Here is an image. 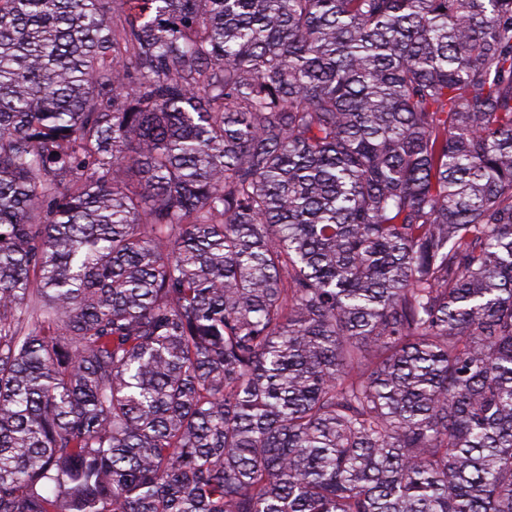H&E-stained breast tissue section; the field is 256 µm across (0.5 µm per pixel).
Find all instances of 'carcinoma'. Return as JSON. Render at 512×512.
<instances>
[{
	"label": "carcinoma",
	"instance_id": "cac0c4a2",
	"mask_svg": "<svg viewBox=\"0 0 512 512\" xmlns=\"http://www.w3.org/2000/svg\"><path fill=\"white\" fill-rule=\"evenodd\" d=\"M0 512H512V0H0Z\"/></svg>",
	"mask_w": 512,
	"mask_h": 512
}]
</instances>
